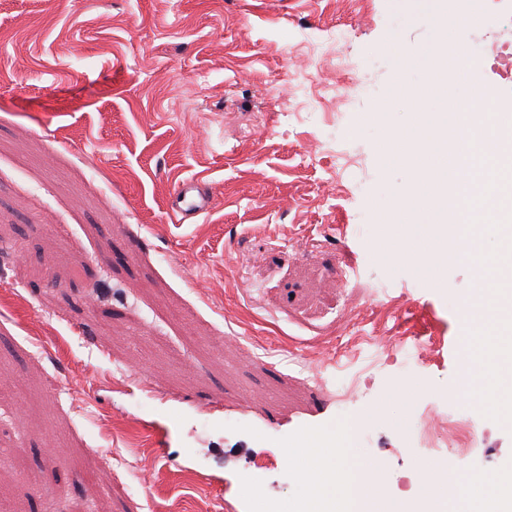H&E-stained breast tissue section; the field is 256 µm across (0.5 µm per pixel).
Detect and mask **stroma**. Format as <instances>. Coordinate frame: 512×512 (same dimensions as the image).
Instances as JSON below:
<instances>
[{
  "instance_id": "1",
  "label": "stroma",
  "mask_w": 512,
  "mask_h": 512,
  "mask_svg": "<svg viewBox=\"0 0 512 512\" xmlns=\"http://www.w3.org/2000/svg\"><path fill=\"white\" fill-rule=\"evenodd\" d=\"M504 41L512 0L448 34L415 0H0V496L17 512L78 496L247 512L242 477L295 491L281 438L384 417L355 458L383 463L394 498L426 391L466 412L488 468L511 463L512 427L448 396L475 271L451 262L433 283L395 253L428 230L401 222L410 172L384 157L413 121L395 85L443 110L475 81L512 108L482 55ZM465 56L474 76L452 67ZM192 176L212 209L168 221ZM431 324L441 360L401 385L410 351L381 365L380 340ZM354 374L368 392L338 400ZM192 469L205 479L173 481Z\"/></svg>"
}]
</instances>
